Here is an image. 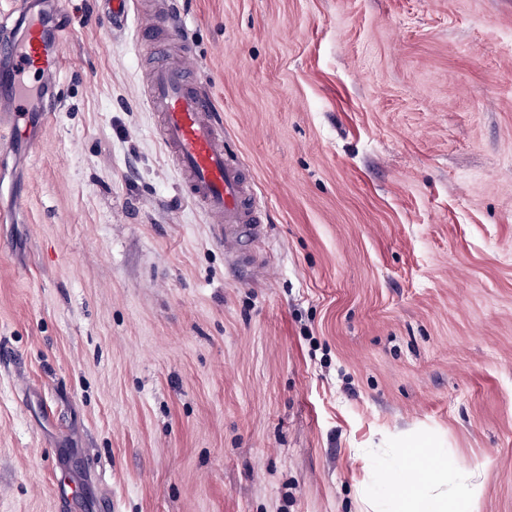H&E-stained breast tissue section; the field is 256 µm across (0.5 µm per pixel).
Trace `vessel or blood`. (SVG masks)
<instances>
[{
	"label": "vessel or blood",
	"mask_w": 512,
	"mask_h": 512,
	"mask_svg": "<svg viewBox=\"0 0 512 512\" xmlns=\"http://www.w3.org/2000/svg\"><path fill=\"white\" fill-rule=\"evenodd\" d=\"M20 20L25 31L11 49L15 66L25 73L60 69V58L46 56L40 12L27 6ZM187 75L184 65L156 68L146 86V102L159 110L158 133L181 175V196L201 209L225 251L235 253L243 241L262 238L264 207L250 188V177L239 156L228 145L224 123L211 98L195 91ZM9 109L11 129L26 132L23 89L14 90Z\"/></svg>",
	"instance_id": "b4317fda"
}]
</instances>
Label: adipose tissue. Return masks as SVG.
<instances>
[{"label": "adipose tissue", "mask_w": 512, "mask_h": 512, "mask_svg": "<svg viewBox=\"0 0 512 512\" xmlns=\"http://www.w3.org/2000/svg\"><path fill=\"white\" fill-rule=\"evenodd\" d=\"M425 479L433 484L447 481L448 463L441 449H406L403 460L383 473L380 483L394 500L395 512H449L447 498L422 490Z\"/></svg>", "instance_id": "obj_1"}]
</instances>
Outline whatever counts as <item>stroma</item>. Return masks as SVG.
<instances>
[{
	"mask_svg": "<svg viewBox=\"0 0 512 512\" xmlns=\"http://www.w3.org/2000/svg\"><path fill=\"white\" fill-rule=\"evenodd\" d=\"M61 2L52 120L0 129V512H393L405 448L512 512V0H177L258 274L178 193L137 14Z\"/></svg>",
	"mask_w": 512,
	"mask_h": 512,
	"instance_id": "stroma-1",
	"label": "stroma"
}]
</instances>
